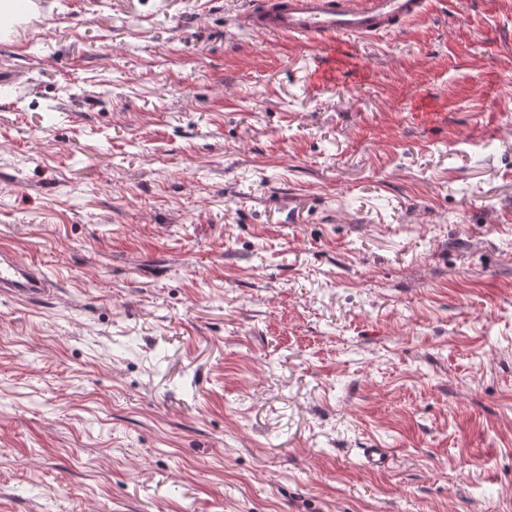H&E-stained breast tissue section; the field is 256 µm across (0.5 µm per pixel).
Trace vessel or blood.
<instances>
[{
	"mask_svg": "<svg viewBox=\"0 0 512 512\" xmlns=\"http://www.w3.org/2000/svg\"><path fill=\"white\" fill-rule=\"evenodd\" d=\"M427 0H253L242 25L265 36L331 40L367 38L425 13ZM54 290L35 264L0 251V295L38 301Z\"/></svg>",
	"mask_w": 512,
	"mask_h": 512,
	"instance_id": "1",
	"label": "vessel or blood"
}]
</instances>
